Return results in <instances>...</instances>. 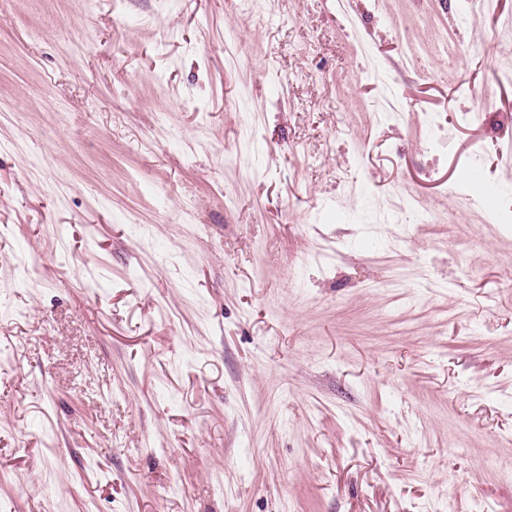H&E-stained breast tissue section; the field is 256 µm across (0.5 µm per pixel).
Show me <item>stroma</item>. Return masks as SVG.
<instances>
[{
  "label": "stroma",
  "instance_id": "stroma-1",
  "mask_svg": "<svg viewBox=\"0 0 512 512\" xmlns=\"http://www.w3.org/2000/svg\"><path fill=\"white\" fill-rule=\"evenodd\" d=\"M0 512H512V0H0Z\"/></svg>",
  "mask_w": 512,
  "mask_h": 512
}]
</instances>
